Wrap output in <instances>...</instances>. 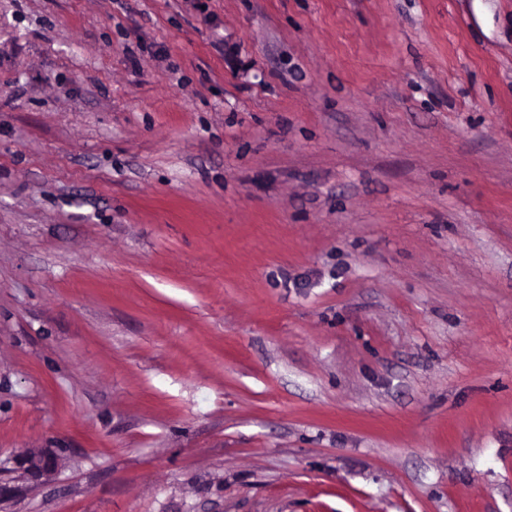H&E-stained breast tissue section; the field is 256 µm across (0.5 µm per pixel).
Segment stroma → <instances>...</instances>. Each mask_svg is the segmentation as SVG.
I'll list each match as a JSON object with an SVG mask.
<instances>
[{"mask_svg":"<svg viewBox=\"0 0 512 512\" xmlns=\"http://www.w3.org/2000/svg\"><path fill=\"white\" fill-rule=\"evenodd\" d=\"M0 512H512V0H0ZM56 467L57 459L50 454H30L14 460V469L27 475H47Z\"/></svg>","mask_w":512,"mask_h":512,"instance_id":"1","label":"stroma"}]
</instances>
